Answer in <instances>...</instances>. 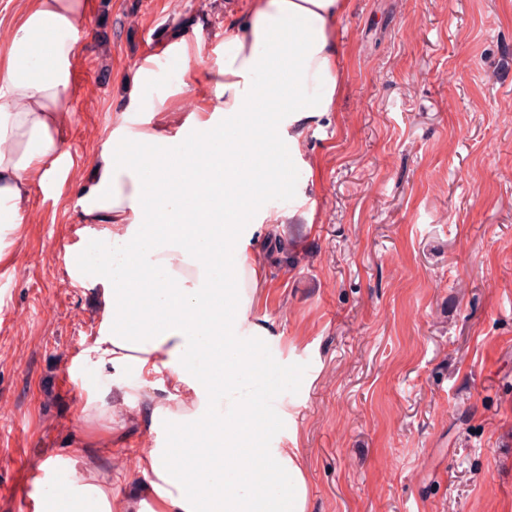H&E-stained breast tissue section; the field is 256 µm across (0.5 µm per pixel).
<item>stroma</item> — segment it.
Masks as SVG:
<instances>
[{
  "instance_id": "stroma-1",
  "label": "stroma",
  "mask_w": 512,
  "mask_h": 512,
  "mask_svg": "<svg viewBox=\"0 0 512 512\" xmlns=\"http://www.w3.org/2000/svg\"><path fill=\"white\" fill-rule=\"evenodd\" d=\"M247 9L90 0L66 106L73 165L59 191L33 187L0 259V512H29L28 491L68 479L43 462L107 433L123 501L144 488L139 450L169 444L140 420L141 390L113 431L84 410L92 365L61 381L101 319L63 254L90 250L74 204L126 73L153 57L146 99L196 110ZM174 35L200 54L165 62ZM337 36V109L304 120L293 194L256 202L301 220L241 230L269 300L240 333L258 368L288 374L273 445L300 451L306 512H512V0H354Z\"/></svg>"
}]
</instances>
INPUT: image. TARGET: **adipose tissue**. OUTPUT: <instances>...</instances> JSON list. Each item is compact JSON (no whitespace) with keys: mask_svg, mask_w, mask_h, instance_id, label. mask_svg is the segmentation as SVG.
<instances>
[{"mask_svg":"<svg viewBox=\"0 0 512 512\" xmlns=\"http://www.w3.org/2000/svg\"><path fill=\"white\" fill-rule=\"evenodd\" d=\"M88 4L24 0L0 50V232L25 224L32 184L55 189L72 165L62 130ZM351 7L352 0H250L245 20L224 38L214 99L183 119L163 102L144 108L149 67L125 78L127 97L76 200L87 220L104 224L109 245L80 281L96 289L102 310L85 357L107 379L87 404L115 419L130 399L125 376L157 378L160 392L145 398L140 417L165 422L171 442L139 451L152 507L134 499L113 505L112 476L92 452L67 459L72 479L47 496L42 512H305L297 449L271 447L275 423L240 416L261 406L239 391L247 346L239 329L263 290L234 227L292 219L289 210L259 211L255 198L288 190L302 119L336 111V31ZM261 82L275 89L271 102L255 100ZM143 110L147 118L128 133V116ZM130 140L138 145L132 159L123 155ZM136 306L146 316L131 328ZM198 352L214 355L204 377L189 365Z\"/></svg>","mask_w":512,"mask_h":512,"instance_id":"ef3b65f1","label":"adipose tissue"}]
</instances>
